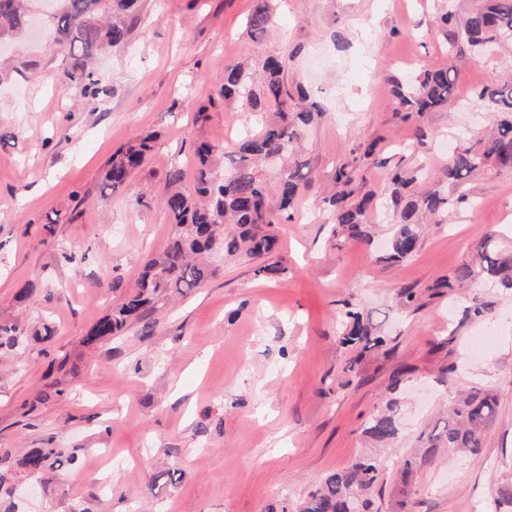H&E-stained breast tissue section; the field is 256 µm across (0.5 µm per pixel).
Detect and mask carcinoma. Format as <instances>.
<instances>
[{
	"instance_id": "carcinoma-1",
	"label": "carcinoma",
	"mask_w": 512,
	"mask_h": 512,
	"mask_svg": "<svg viewBox=\"0 0 512 512\" xmlns=\"http://www.w3.org/2000/svg\"><path fill=\"white\" fill-rule=\"evenodd\" d=\"M138 0H60L52 15L57 41L81 51V59L65 72V84L81 89L93 99L102 92L100 81L87 70L93 53L105 46L122 43L130 32L124 16L133 11ZM31 23L26 0H0V38L19 35ZM273 24L269 0H255L246 19L252 37L264 34ZM448 56L455 62L473 59L502 48L512 49V0H477L472 12L453 29L446 32ZM287 56L267 57L262 63L261 94L252 89L250 75L239 64L224 68L219 94L225 99L236 98L248 104L257 119L250 131L231 144H215L208 140L193 143V155L198 163L193 187L184 186L183 164L174 157L168 171L169 191L163 208L174 232L165 247L149 258L129 290L112 304L110 310L89 330L84 343L119 336L144 312L162 298L184 296L201 287L213 274L208 255L218 250L228 256L239 252L257 261L254 274L274 279L287 268L268 258L276 251L277 238L269 227L278 218H290V210L310 186L309 164L297 160L305 127L321 113L319 104L301 87H288ZM454 66L426 70L408 85L396 84V94L405 110L404 119L417 112H427L448 105L455 89ZM476 97L488 101L505 114L492 134L473 144H461L448 157L441 170L443 180L462 184L470 176L488 168L512 169V84L491 83ZM154 133H144L125 148L112 155L101 179V192L125 185L153 150ZM267 159L281 163L275 191L264 184L257 174V164ZM353 162L335 170V183L344 190L324 199L333 224L332 235L362 238L365 230V210L369 198L357 204L346 200L352 192L345 190L354 181ZM429 176L420 170L407 171L395 165L390 173L393 187L383 201L384 209L398 217L394 225L384 262H395L412 256L419 245L420 235L415 215L426 211L451 218L459 196L448 197L438 190L419 195L408 188ZM495 234L485 235L474 249V257L459 265L451 279L458 285L478 277L496 281L512 289V260L499 259L495 252ZM345 325L344 343L361 351L380 347L384 339L374 336L363 315L348 309L341 313ZM49 336L52 330L26 328L16 322L0 323V353L16 348L29 336ZM498 406L497 395L490 390L474 389L459 397L451 407L441 432L426 440L423 458L434 457L440 448H457L473 458L481 456L487 431ZM375 440L387 443L399 433L397 414L391 410L375 416L367 429ZM55 448H33L19 464L30 473L57 471L72 464ZM416 462L408 460L403 470V486L395 501V512H412V491L408 478ZM385 463L380 457H362L351 466L329 474L300 503L298 512H349V506L359 512H373V490L384 481Z\"/></svg>"
}]
</instances>
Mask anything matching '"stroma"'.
I'll return each instance as SVG.
<instances>
[{
  "label": "stroma",
  "mask_w": 512,
  "mask_h": 512,
  "mask_svg": "<svg viewBox=\"0 0 512 512\" xmlns=\"http://www.w3.org/2000/svg\"><path fill=\"white\" fill-rule=\"evenodd\" d=\"M474 3L274 0L275 22L255 40L245 27L254 0H140L126 43L94 56L104 93L93 110L64 84L73 58L50 24L0 46V320L53 329L0 357V457L13 465L29 449L56 448L76 458L65 470L19 473V512H279L328 473L379 453L388 468L375 501L390 512L419 436L474 388L498 397L480 458L440 449L410 477L413 509L512 512V293L482 279L442 285L489 231L498 256H512V170L439 183L463 196L458 214L423 224L415 254L392 265L383 261L392 214L337 244L321 208L336 166L358 146H375L357 182L379 200L394 165L440 171L449 145L499 123L473 94L512 82L506 51L458 63L447 107L407 122L397 112L393 80L449 64L437 16H465ZM287 53L290 80L323 113L303 141L312 184L291 220L272 227L286 273L262 280L248 257L224 258L193 293L84 345L120 295L115 282L132 285L171 233L162 198L172 154L194 175L195 138L230 142L254 124L219 97L225 66ZM145 131L157 135L150 157L101 197L113 153ZM33 278L38 293L19 304ZM405 288L416 294L409 306ZM474 297L484 305L476 320L464 312ZM348 305L381 347L358 356L341 344ZM390 408L401 434L383 450L366 429ZM167 468L178 480L155 483Z\"/></svg>",
  "instance_id": "stroma-1"
}]
</instances>
